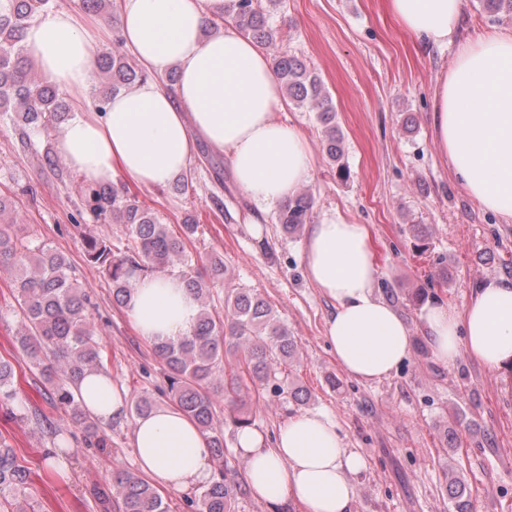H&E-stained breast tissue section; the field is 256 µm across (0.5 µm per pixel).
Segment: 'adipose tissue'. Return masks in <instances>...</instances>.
<instances>
[{
    "label": "adipose tissue",
    "instance_id": "1",
    "mask_svg": "<svg viewBox=\"0 0 512 512\" xmlns=\"http://www.w3.org/2000/svg\"><path fill=\"white\" fill-rule=\"evenodd\" d=\"M224 2L122 0L124 43L150 77L113 96L102 112L87 98L107 21L58 11L28 26L27 54L78 104L57 147L84 182L121 177L160 187L187 170L201 143L227 158L236 185L259 209L287 202L310 181L308 139L277 117L284 98L271 59L233 25L205 31L207 15L223 14ZM386 7L425 48L446 44L462 14V0H386ZM172 67L179 79L170 92L158 78ZM432 126L470 198L512 219V32L460 43L438 79ZM304 256L310 281L331 305L325 341L337 364L358 382L388 378L409 356L412 338L375 294L368 225L322 213L309 226ZM126 312L140 336L168 341L191 334L199 304L180 276L164 272L133 280ZM423 324L439 363L452 365L464 351L491 370L512 372V282H484L461 311L432 304ZM75 393L99 422L126 413L125 390L108 373L84 377ZM130 444L137 467L159 489L181 492L216 476L207 436L174 403L136 418ZM235 451L251 493L269 512H350L365 465L323 411L288 417L271 442L255 428L240 429Z\"/></svg>",
    "mask_w": 512,
    "mask_h": 512
}]
</instances>
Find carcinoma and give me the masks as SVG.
Segmentation results:
<instances>
[{
    "instance_id": "cac0c4a2",
    "label": "carcinoma",
    "mask_w": 512,
    "mask_h": 512,
    "mask_svg": "<svg viewBox=\"0 0 512 512\" xmlns=\"http://www.w3.org/2000/svg\"><path fill=\"white\" fill-rule=\"evenodd\" d=\"M55 0H0V117L10 121L24 140L30 135L61 127L70 107L55 85L39 79L35 62L26 54L27 27L51 9ZM489 16H512V0H482ZM229 21L259 46L272 43L273 31L260 9L259 0H232ZM274 74L288 99L298 106L310 105L323 127L324 150L331 161L340 157L336 129V107L321 79L308 71L297 56L275 57ZM146 77L122 54L104 53L97 61L93 82L105 84L99 91L98 110L104 111L112 95ZM84 210L97 220L125 224L134 244L123 249L112 241L89 236L83 239L85 261L104 273L112 283V295L125 304L131 281L136 277L181 269L187 288L199 303L197 323L188 336L153 344L154 353L167 369L168 390L181 409L208 434L211 454L224 457V431L214 423L216 369L229 353L235 363L224 375L221 391L235 404L247 382L268 383L277 378L296 352L288 329L279 323L272 308L259 294L242 289L224 301V317L209 310V282L225 274L224 260L210 257L199 270L192 266L187 244L196 233L190 221L172 231L156 214L126 189L113 185H83ZM314 199L300 191L276 212V223L286 233L313 221ZM0 267L13 271L12 294L21 309L22 328L16 346L49 385L47 399L64 409L68 418L84 428L96 447H111L100 425L84 410L74 393L78 380L104 368L106 351L94 334L91 301L77 281L68 258L46 243H33L14 224L0 225ZM17 399L15 369L0 357V405ZM20 418L51 435L57 427L36 410ZM29 472L14 450L0 441V512H31L26 499ZM448 493L456 512H473L470 499L463 498L460 482L451 479ZM237 486L231 469L221 467L216 478L191 501L193 512H234ZM112 506L118 512H170V505L147 480L132 471L113 479Z\"/></svg>"
}]
</instances>
